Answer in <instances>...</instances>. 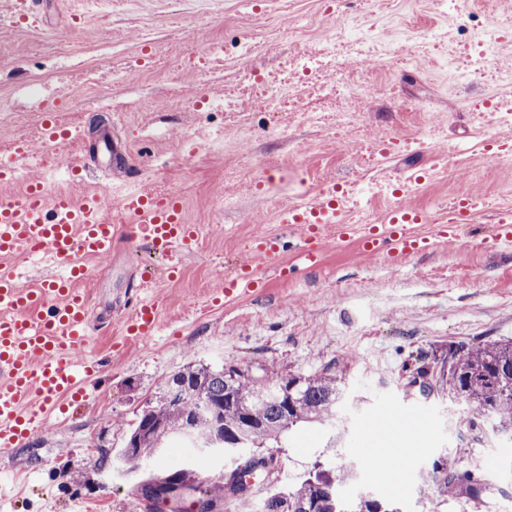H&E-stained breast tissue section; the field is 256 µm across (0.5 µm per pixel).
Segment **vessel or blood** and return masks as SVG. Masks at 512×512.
Segmentation results:
<instances>
[{"label":"vessel or blood","instance_id":"b4317fda","mask_svg":"<svg viewBox=\"0 0 512 512\" xmlns=\"http://www.w3.org/2000/svg\"><path fill=\"white\" fill-rule=\"evenodd\" d=\"M39 142L52 151L85 144L95 163L109 162L121 167L122 146L110 131H103L92 143L82 132L58 121L54 112L42 114ZM123 210L135 218L136 238L170 260L168 279L180 273L173 258L188 252L197 241L195 225L185 223L181 201L174 195H158L137 189L122 196ZM481 200L476 196L454 203V218L438 225L433 237L413 232L416 224L427 223L420 210L401 204L390 210L382 223L359 227L342 217L343 201L328 191L312 203L281 213L284 226L300 230L301 257L306 264L318 263L326 233L344 241L358 237L364 251L372 255H408L431 247L433 241H456L469 223ZM104 197L88 194L80 198L65 193L47 195L44 182L28 185L23 202L0 199V258L44 256L67 266L65 276L34 288L22 286L14 268H0V451L20 447L44 419L66 412L69 405L87 396L86 385L105 369L106 359L87 354L90 331L88 298L78 284L87 272L83 259L105 260L112 255L115 225L103 221ZM493 239L498 246L512 247V210L497 214ZM253 263L239 264L224 275L221 297L230 299L253 292L258 262L279 255L276 237L255 239L250 248ZM158 307L139 301L124 326L129 339H145L157 329Z\"/></svg>","mask_w":512,"mask_h":512}]
</instances>
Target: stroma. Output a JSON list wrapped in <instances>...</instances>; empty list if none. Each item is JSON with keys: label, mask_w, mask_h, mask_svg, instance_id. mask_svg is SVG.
Segmentation results:
<instances>
[{"label": "stroma", "mask_w": 512, "mask_h": 512, "mask_svg": "<svg viewBox=\"0 0 512 512\" xmlns=\"http://www.w3.org/2000/svg\"><path fill=\"white\" fill-rule=\"evenodd\" d=\"M81 11L89 35L70 32ZM497 21L508 38L491 52L479 83L459 73ZM439 33L436 41L428 32ZM335 43V69L298 63ZM282 81L285 106L268 110L263 85ZM512 102V0H0V156L16 142L38 143L41 112L95 138L108 126L127 151L124 173L85 161L76 146L18 160L20 177L0 198H21L27 179L52 192L105 196L104 218L118 236L109 270L87 260L92 352L111 353L102 381L59 418L42 421L23 446L0 452V512H144V484L179 468L211 483L234 464L189 443L131 473L121 450L131 425L167 379L193 363L239 364L312 375L335 364L343 400L335 423L285 431L263 489L270 495L306 478L315 461L345 464L357 478L346 497L370 492L407 512H512V445L461 422L467 407L407 390L423 358L449 346L512 339V255L493 250L495 211L512 205V166L483 146L496 126L475 111L487 98ZM355 117L336 126L340 113ZM253 150L242 155L241 140ZM84 166L82 179L70 170ZM426 181L401 201L420 209L432 234L458 198L485 207L462 238L408 256H372L358 241L326 235L319 265L298 259L299 233L277 263L261 267L250 295L216 305L214 291L235 263L251 262V242L284 232L281 205H302L333 183L366 191L344 218L381 223L399 199L390 183L409 169ZM178 193L193 251L178 254L175 280L143 287L156 259L119 208L125 193ZM158 304V328L124 341L129 303ZM409 454L397 467H364L369 431ZM112 452L111 470L97 465ZM479 468L492 491L468 507L422 495L435 458Z\"/></svg>", "instance_id": "obj_1"}]
</instances>
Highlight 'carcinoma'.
Masks as SVG:
<instances>
[{"instance_id":"1","label":"carcinoma","mask_w":512,"mask_h":512,"mask_svg":"<svg viewBox=\"0 0 512 512\" xmlns=\"http://www.w3.org/2000/svg\"><path fill=\"white\" fill-rule=\"evenodd\" d=\"M416 371L430 375L429 390L434 395L463 400L475 409L464 420L466 425L475 427L480 416L493 427L512 429L511 340L450 346L448 354L435 359L431 366H418ZM177 380L196 395L199 406L168 402L169 384ZM341 398L330 366L314 375L268 369L256 376L234 365H188L171 375L155 402L149 401L141 409L122 456L129 469L136 470L178 440H188L201 449L214 448L208 421L220 419L224 452L233 455L235 462L230 475H246L240 471V462L246 459L251 460V468L267 472L274 456L260 455L257 450L298 423L335 421ZM354 477L350 469L317 462L313 473L299 486L266 497L261 512H283L280 505L285 501L291 512H379L387 501L369 495L344 497L342 487ZM167 479L171 488L180 490L171 512H178L186 495L197 493L218 502L210 487L196 483L188 468L171 472ZM431 480L440 495L466 505L479 503L489 490L480 469L456 467L446 459L433 462Z\"/></svg>"}]
</instances>
